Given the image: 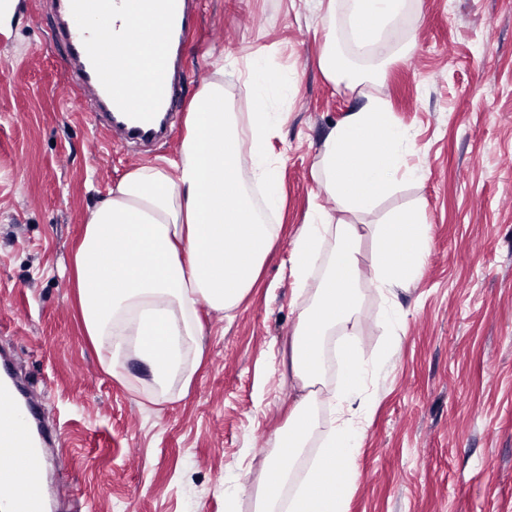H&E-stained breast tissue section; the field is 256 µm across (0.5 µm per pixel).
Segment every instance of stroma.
<instances>
[{
	"mask_svg": "<svg viewBox=\"0 0 512 512\" xmlns=\"http://www.w3.org/2000/svg\"><path fill=\"white\" fill-rule=\"evenodd\" d=\"M181 90L224 81L243 109L247 57L290 70L296 92L269 150L287 196L283 232L234 319L203 310L204 357L183 396L157 405L144 374L102 368L87 336L71 257L84 217L136 166L177 159L185 135L134 152L98 149L73 88L47 0H14L0 26V342L43 394L63 431L48 484L61 512H225L224 480L246 486L237 512H259L264 463L299 395L282 355L297 319L293 235L315 201L312 166L327 132L371 97L407 128L426 176L403 183L360 224L418 207L432 226L419 280L398 301V336L362 295L356 343L391 354L370 391L376 406L342 494L348 512H512V0H406L382 61L349 51L337 0L321 19L308 0H196ZM333 43L337 81L319 58Z\"/></svg>",
	"mask_w": 512,
	"mask_h": 512,
	"instance_id": "35a3bbf8",
	"label": "stroma"
}]
</instances>
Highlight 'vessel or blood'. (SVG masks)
I'll return each instance as SVG.
<instances>
[{
	"label": "vessel or blood",
	"mask_w": 512,
	"mask_h": 512,
	"mask_svg": "<svg viewBox=\"0 0 512 512\" xmlns=\"http://www.w3.org/2000/svg\"><path fill=\"white\" fill-rule=\"evenodd\" d=\"M192 0H159L157 11L168 42L185 45L194 26ZM63 22L54 33L62 59L76 84L100 106L95 125L108 142L152 141L167 131L165 117L178 111L181 92L174 80L162 78L136 91H122L103 80L99 47L123 52L126 39L118 38L112 12H93L92 0H53ZM60 433L44 423L43 410L28 394L14 370V358L0 355V512H50L46 491L47 448L56 446ZM23 476L28 491L18 495L16 476Z\"/></svg>",
	"instance_id": "1"
}]
</instances>
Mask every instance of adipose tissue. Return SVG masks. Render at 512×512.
Returning a JSON list of instances; mask_svg holds the SVG:
<instances>
[{
    "instance_id": "ef3b65f1",
    "label": "adipose tissue",
    "mask_w": 512,
    "mask_h": 512,
    "mask_svg": "<svg viewBox=\"0 0 512 512\" xmlns=\"http://www.w3.org/2000/svg\"><path fill=\"white\" fill-rule=\"evenodd\" d=\"M402 0H349L350 49L387 56L378 31L395 17ZM123 64L105 66L108 83L135 89L161 76L165 39L161 18L133 25ZM245 135L252 160L242 176L240 143L228 126L238 115L224 107V83L208 82L192 98L178 162L129 171L89 209L74 254L83 324L99 349L102 368L120 377L128 360L147 371L153 403L166 401L173 381L190 387L201 356L199 304L220 313L237 309L255 288L277 244L285 194L279 168L268 152L295 92L290 71L272 68L257 54L246 62ZM381 98L370 99L327 133L313 166L329 206L312 207L293 239L292 274L300 312L288 350V373L301 392L272 446L268 481L279 489L290 468L315 438L319 463L300 487L290 512H346L340 484L358 475L357 458L374 409L369 379L388 359L365 362L347 353L340 381L323 380L330 340L353 336L363 290L385 300L382 326L397 332L406 322L398 293L420 277L430 252L431 226L413 210L363 226L338 220L357 215L392 195L401 182L425 177L408 165L419 148L409 131L390 118ZM370 236L376 257L363 269L358 242ZM333 416L322 426L321 413Z\"/></svg>"
}]
</instances>
